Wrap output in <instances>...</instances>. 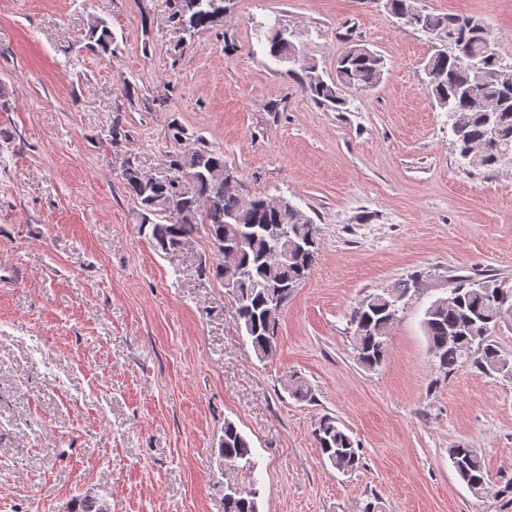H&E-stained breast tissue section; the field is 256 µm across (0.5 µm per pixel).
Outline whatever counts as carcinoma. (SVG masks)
Wrapping results in <instances>:
<instances>
[{"mask_svg":"<svg viewBox=\"0 0 512 512\" xmlns=\"http://www.w3.org/2000/svg\"><path fill=\"white\" fill-rule=\"evenodd\" d=\"M169 22L187 44L198 34L224 24L220 14L225 0H169ZM399 26L428 34L435 40L425 67L431 101L450 114L454 146L468 166L499 169L512 164V59L499 54L496 39L485 33L478 18L462 14H434L415 6V0H386ZM284 28L274 20L264 32L268 56L288 63L303 50L281 39ZM90 37L102 52L111 51L112 32L102 21L91 26ZM385 73L383 58L351 45L336 60V77L324 79L311 58L297 74L301 89L314 102L347 111L342 89L366 90L377 85ZM495 118L498 141L485 145L487 121ZM171 174L147 181L128 167L124 185L138 205L139 231L150 230L151 238L164 250L179 247L203 227L219 261L202 269V274L224 282L226 260H231L238 277L230 292L237 305L239 324L249 337L256 357L272 359L278 351V319L269 318L273 300L287 303L305 281L318 256V227L314 220L290 201L276 204L263 196L248 197L241 185L229 187L214 171L228 166L224 152L205 145L190 151L168 154ZM285 224L298 248L288 258L277 257L278 246L268 229ZM416 288L413 278L392 283L381 294L367 296L350 315L357 362L366 369L381 366L387 359L391 336L399 321L395 307L403 308ZM512 309V288L493 278L460 276L448 295L433 300L425 309L422 326L437 370L449 376L464 363L483 374L497 373L512 378V361L491 339L498 329L499 314ZM458 332L459 341L448 345V333ZM288 392L310 402L312 388L301 376L289 378ZM314 440L322 456L336 470L349 473L360 464L355 441L336 421L324 415L315 423ZM221 454L224 463L239 469V480L247 490L224 495V512H259L260 479L257 462L247 436L231 420L224 421ZM456 475L471 494H485L487 473L484 459L475 448L456 445L448 449ZM68 512H112V504L97 496H78Z\"/></svg>","mask_w":512,"mask_h":512,"instance_id":"carcinoma-1","label":"carcinoma"}]
</instances>
